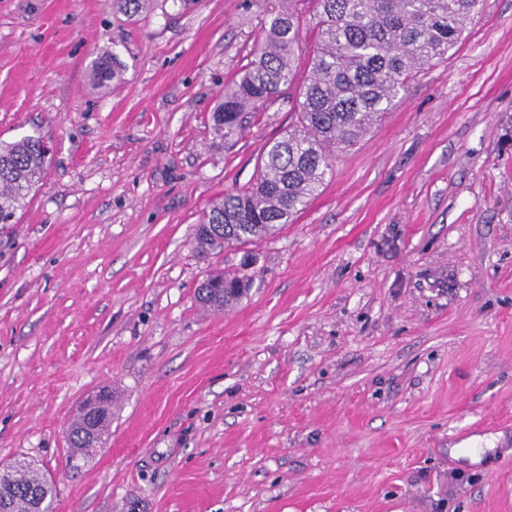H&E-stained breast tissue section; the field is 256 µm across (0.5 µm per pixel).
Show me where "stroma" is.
Listing matches in <instances>:
<instances>
[{"label": "stroma", "mask_w": 512, "mask_h": 512, "mask_svg": "<svg viewBox=\"0 0 512 512\" xmlns=\"http://www.w3.org/2000/svg\"><path fill=\"white\" fill-rule=\"evenodd\" d=\"M262 22L261 0H0V142L50 148L0 224V465L43 473L53 512H512V0L279 234L203 255L202 212L295 121L282 97L211 129ZM247 253V296L203 307ZM104 389L110 434L74 451ZM94 75L99 84L105 85L106 82L118 81L122 78L121 68L117 59L105 56L98 58L94 62ZM108 395L110 397V401L103 410L104 424L97 430L98 438L95 439V437L92 436L91 427L100 422H92L91 419H88L87 413H81L76 417V419H74L70 426L69 442L72 448L77 451H86V448H94L101 436L103 434L105 436L108 434L112 422V392L109 391Z\"/></svg>", "instance_id": "1"}]
</instances>
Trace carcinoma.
<instances>
[{
	"label": "carcinoma",
	"instance_id": "carcinoma-1",
	"mask_svg": "<svg viewBox=\"0 0 512 512\" xmlns=\"http://www.w3.org/2000/svg\"><path fill=\"white\" fill-rule=\"evenodd\" d=\"M155 2L112 0V7L132 17ZM296 2L274 0L266 9L262 41L224 87L212 114L214 133L228 139L241 130L245 114L293 92L296 122L261 157L251 187L224 194L202 215L195 227L202 252L279 233L325 183L336 150L367 134L418 74L446 58L481 0H308L315 36L305 47ZM301 51L307 53L308 70L298 83L295 61ZM94 75L101 85L122 78L117 59L107 56L94 62ZM47 153L39 137L0 145V220L12 221L42 181ZM246 282L237 271L210 274L197 296L222 312L244 296ZM93 425L85 413L74 419L72 448L96 445ZM52 496L39 472L0 469V512H51Z\"/></svg>",
	"mask_w": 512,
	"mask_h": 512
}]
</instances>
